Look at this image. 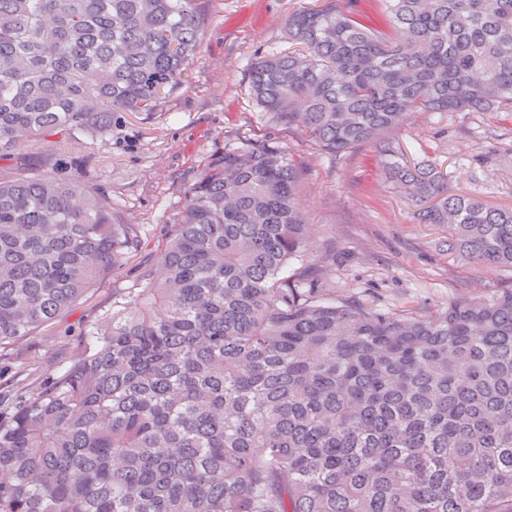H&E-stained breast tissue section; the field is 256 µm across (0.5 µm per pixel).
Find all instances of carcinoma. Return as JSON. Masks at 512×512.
<instances>
[{
	"instance_id": "obj_1",
	"label": "carcinoma",
	"mask_w": 512,
	"mask_h": 512,
	"mask_svg": "<svg viewBox=\"0 0 512 512\" xmlns=\"http://www.w3.org/2000/svg\"><path fill=\"white\" fill-rule=\"evenodd\" d=\"M208 0H0V346L47 327L136 245L33 139L151 115ZM355 0L288 15L299 49L247 71L263 111L341 154L364 144L448 250L512 271V208L454 194L386 135L414 112H512V0ZM300 171L246 141L186 190L158 263L89 347L0 413V512H512V290L420 316L300 288Z\"/></svg>"
}]
</instances>
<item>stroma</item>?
<instances>
[{
	"mask_svg": "<svg viewBox=\"0 0 512 512\" xmlns=\"http://www.w3.org/2000/svg\"><path fill=\"white\" fill-rule=\"evenodd\" d=\"M324 0H211L200 46L182 82L158 113L118 114L109 137L83 143L52 136L30 142L54 170H83L112 201V217L138 225V242L53 324L0 348V403L11 406L40 391L80 358L91 330L142 267L157 262L182 209L187 188L208 159L245 139L288 151L301 168L300 196L313 235L305 259L316 264L333 298L356 299L398 315L437 312L459 297L512 289V273L491 271L450 254L447 231L421 224L413 201L393 189L373 145L342 155L314 145L300 131L261 112L246 70L263 53H288L290 13ZM394 137L408 163L432 161L452 189L488 205L512 206V115L417 112ZM487 161H479L481 152Z\"/></svg>",
	"mask_w": 512,
	"mask_h": 512,
	"instance_id": "35a3bbf8",
	"label": "stroma"
}]
</instances>
